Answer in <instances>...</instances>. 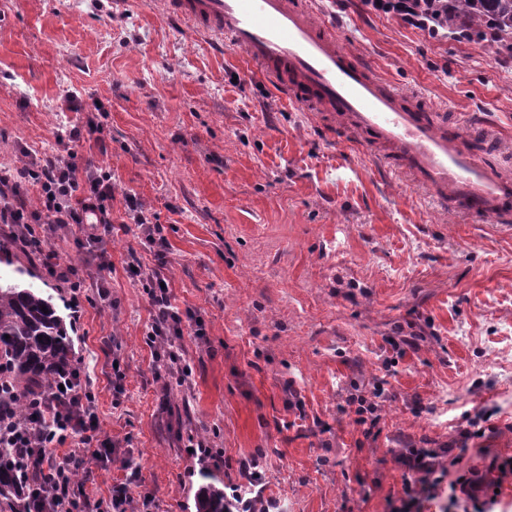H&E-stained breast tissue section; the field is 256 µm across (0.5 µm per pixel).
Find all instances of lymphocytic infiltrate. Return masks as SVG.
I'll return each instance as SVG.
<instances>
[{
  "label": "lymphocytic infiltrate",
  "instance_id": "f902f5d3",
  "mask_svg": "<svg viewBox=\"0 0 512 512\" xmlns=\"http://www.w3.org/2000/svg\"><path fill=\"white\" fill-rule=\"evenodd\" d=\"M371 10L392 15L404 24L424 32H432L431 17L423 9V0H363ZM38 190L36 202H29L25 187ZM114 185L110 172H90L76 156L63 159L46 155L32 159L16 170H0V223L11 224L20 231L22 247L45 253L48 234L55 225L73 226L79 232L78 242L94 246L101 241L98 227H111V200ZM127 215L156 256L155 267L137 266L135 275L148 294L152 320L147 330V343L154 350L157 366L165 374L180 371L189 376L173 349L174 339L184 331L203 337L205 325L191 313L180 311L172 302L163 268L168 241L163 227L136 197L126 199ZM94 395L83 367L74 368L62 384H51L47 392L30 395L28 414H47L49 428L32 425L23 429L16 425L9 411L0 410V445L8 447L15 459L29 470L33 481L32 496L41 498V512H89L90 501L84 487L74 480L79 468L89 463H103L109 445L94 410ZM74 441L69 454H55V447ZM435 450L414 448L404 456L407 470L427 475L423 487L404 481L403 495L394 512H420L423 500L432 498L445 481L444 469L436 462Z\"/></svg>",
  "mask_w": 512,
  "mask_h": 512
}]
</instances>
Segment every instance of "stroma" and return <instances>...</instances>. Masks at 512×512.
<instances>
[{"instance_id":"stroma-1","label":"stroma","mask_w":512,"mask_h":512,"mask_svg":"<svg viewBox=\"0 0 512 512\" xmlns=\"http://www.w3.org/2000/svg\"><path fill=\"white\" fill-rule=\"evenodd\" d=\"M312 3L381 78L465 124L512 181L511 58L362 0ZM90 118L97 132L58 140ZM73 151L115 183L103 257L68 229L50 240L94 289L79 312L58 310L112 443L79 474L91 502L136 468L150 512H195L202 469L229 487L254 458L258 500L279 512H391L404 477L426 478L402 455L461 440L474 472L459 499L478 485L512 512L500 468L512 457V229L438 207L153 0H0V169ZM129 195L164 227L175 305L206 327L180 340L184 385L156 377L149 298L128 270L156 259L125 224ZM411 335L415 346L394 348ZM374 387L383 402L366 433L342 407ZM197 444L213 455L188 456Z\"/></svg>"}]
</instances>
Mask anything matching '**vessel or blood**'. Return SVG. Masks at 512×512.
<instances>
[{
	"label": "vessel or blood",
	"mask_w": 512,
	"mask_h": 512,
	"mask_svg": "<svg viewBox=\"0 0 512 512\" xmlns=\"http://www.w3.org/2000/svg\"><path fill=\"white\" fill-rule=\"evenodd\" d=\"M191 32L245 51L263 78L304 109L326 113L392 169L465 216L512 222V183L496 175L463 129L437 125L409 93L341 47L308 0H161Z\"/></svg>",
	"instance_id": "b4317fda"
}]
</instances>
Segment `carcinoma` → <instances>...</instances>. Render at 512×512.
I'll return each instance as SVG.
<instances>
[{
    "mask_svg": "<svg viewBox=\"0 0 512 512\" xmlns=\"http://www.w3.org/2000/svg\"><path fill=\"white\" fill-rule=\"evenodd\" d=\"M448 33L465 32L496 50L512 39V0H448L440 18ZM10 243L0 242V388L18 401L46 390L59 372L73 366V343L51 299L25 284V270L10 267ZM20 473L11 449L0 447V512H27ZM196 512H225L224 489L211 483L195 497Z\"/></svg>",
    "mask_w": 512,
    "mask_h": 512,
    "instance_id": "cac0c4a2",
    "label": "carcinoma"
}]
</instances>
